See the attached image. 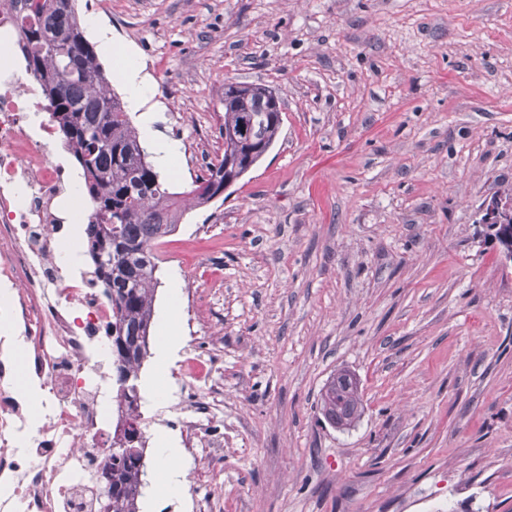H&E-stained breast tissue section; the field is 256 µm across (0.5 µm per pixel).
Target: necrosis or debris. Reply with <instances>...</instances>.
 <instances>
[{
    "mask_svg": "<svg viewBox=\"0 0 512 512\" xmlns=\"http://www.w3.org/2000/svg\"><path fill=\"white\" fill-rule=\"evenodd\" d=\"M16 35L0 0V512H98L112 304L58 261L71 176L41 84L14 63Z\"/></svg>",
    "mask_w": 512,
    "mask_h": 512,
    "instance_id": "necrosis-or-debris-1",
    "label": "necrosis or debris"
}]
</instances>
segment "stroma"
Returning <instances> with one entry per match:
<instances>
[{
	"label": "stroma",
	"mask_w": 512,
	"mask_h": 512,
	"mask_svg": "<svg viewBox=\"0 0 512 512\" xmlns=\"http://www.w3.org/2000/svg\"><path fill=\"white\" fill-rule=\"evenodd\" d=\"M116 94L123 55L153 88L160 173L190 190L218 136L225 80L282 99L262 160L186 212L158 253L149 343L175 320L167 424L145 430L140 512H512V267L483 205L512 188V0H75ZM182 280L178 302L168 288ZM206 379L181 377L187 357ZM351 372L360 418L331 425ZM219 385L224 452L183 451L159 498L157 438ZM356 379H345L336 386V375L332 376L321 397L324 417L339 428L350 427L362 412V398Z\"/></svg>",
	"instance_id": "obj_1"
}]
</instances>
